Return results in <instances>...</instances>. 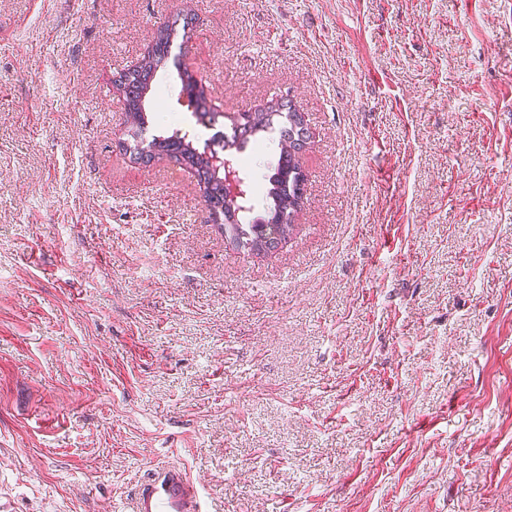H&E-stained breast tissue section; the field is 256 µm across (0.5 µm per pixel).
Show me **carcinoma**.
Here are the masks:
<instances>
[{
	"mask_svg": "<svg viewBox=\"0 0 512 512\" xmlns=\"http://www.w3.org/2000/svg\"><path fill=\"white\" fill-rule=\"evenodd\" d=\"M175 34L174 24L157 27L152 49L137 66L121 73L114 81L116 93L124 100L127 122L135 136L148 122L147 97L158 72L167 68L169 48ZM177 80L195 112L216 116L203 90L202 80L195 72L182 67L177 70ZM279 124L283 125L280 144H288V150H280L276 162L271 164L269 187L264 194V212L255 217L254 208L250 205L252 182L249 175L239 172L241 195L226 197L224 171L219 169L214 157L223 151L232 158L236 153L241 155L261 147L265 135ZM309 139L304 114L290 101L272 100L262 110L243 113L234 123L233 136L224 140L219 151H199L194 146L193 137L176 128L169 135L154 138L145 148H133L131 158L142 163L170 158L197 172L204 184L205 202L212 221L224 225V235L235 243V247L252 251L261 245L270 251L278 246L275 234L292 230L295 214L300 208L301 153Z\"/></svg>",
	"mask_w": 512,
	"mask_h": 512,
	"instance_id": "carcinoma-1",
	"label": "carcinoma"
}]
</instances>
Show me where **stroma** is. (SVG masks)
Wrapping results in <instances>:
<instances>
[{"label": "stroma", "instance_id": "stroma-1", "mask_svg": "<svg viewBox=\"0 0 512 512\" xmlns=\"http://www.w3.org/2000/svg\"><path fill=\"white\" fill-rule=\"evenodd\" d=\"M175 40L140 138L115 75ZM292 99L307 192L235 249L126 147ZM512 512V0H0V512ZM177 80L181 84V92L187 95L193 105V111L202 116L211 115V118L215 119L216 112L212 111L202 87V80L198 78L197 74L188 67H182L177 70ZM189 100L187 99L188 105ZM126 512H203L200 490L178 463L149 468L137 482Z\"/></svg>", "mask_w": 512, "mask_h": 512}]
</instances>
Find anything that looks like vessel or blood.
Instances as JSON below:
<instances>
[{"mask_svg":"<svg viewBox=\"0 0 512 512\" xmlns=\"http://www.w3.org/2000/svg\"><path fill=\"white\" fill-rule=\"evenodd\" d=\"M126 512H202L200 490L180 464L150 468L138 481Z\"/></svg>","mask_w":512,"mask_h":512,"instance_id":"obj_1","label":"vessel or blood"}]
</instances>
